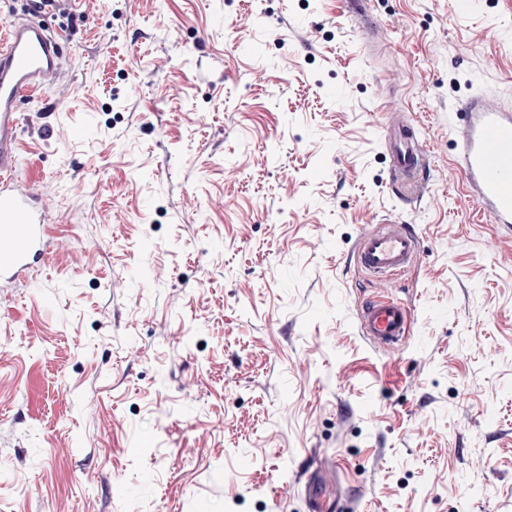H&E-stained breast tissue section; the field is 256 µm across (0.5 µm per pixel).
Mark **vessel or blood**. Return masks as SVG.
I'll list each match as a JSON object with an SVG mask.
<instances>
[{
  "label": "vessel or blood",
  "mask_w": 512,
  "mask_h": 512,
  "mask_svg": "<svg viewBox=\"0 0 512 512\" xmlns=\"http://www.w3.org/2000/svg\"><path fill=\"white\" fill-rule=\"evenodd\" d=\"M60 58L57 39L33 23L11 22L0 43V280L13 279L26 270L47 233L32 193L16 184L21 121L17 104L56 76ZM464 107L466 124L458 167L480 211L492 223L510 225L512 112L476 94ZM381 127L392 154L393 181L404 190H413L424 174L426 150L419 131L396 112L387 113ZM419 254V237L411 226L388 221L361 236L355 257L372 277L390 280ZM357 319L363 335L391 349L408 336L411 310L401 300L376 297L360 306Z\"/></svg>",
  "instance_id": "1"
}]
</instances>
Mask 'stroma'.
Wrapping results in <instances>:
<instances>
[{
    "label": "stroma",
    "instance_id": "stroma-1",
    "mask_svg": "<svg viewBox=\"0 0 512 512\" xmlns=\"http://www.w3.org/2000/svg\"><path fill=\"white\" fill-rule=\"evenodd\" d=\"M19 104L47 263L0 283V512H512V228L454 164L512 0H55ZM500 38L490 39V30ZM420 125L415 194L381 113ZM386 220L419 261L352 258ZM411 309L376 349L357 308ZM420 254L417 233L408 224L386 221L359 239L358 266L372 277L391 280L411 266Z\"/></svg>",
    "mask_w": 512,
    "mask_h": 512
}]
</instances>
